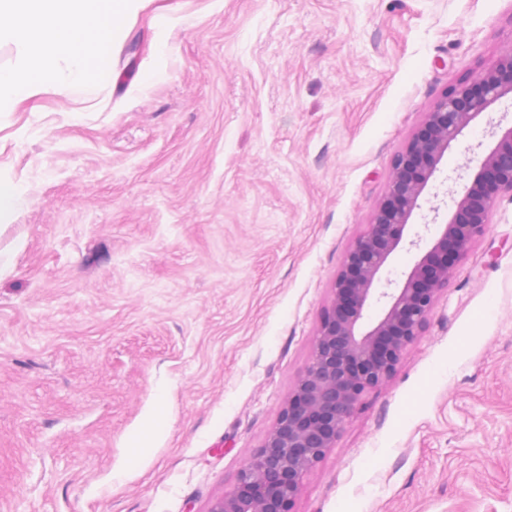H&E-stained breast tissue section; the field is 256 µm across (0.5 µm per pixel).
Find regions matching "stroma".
Wrapping results in <instances>:
<instances>
[{"label":"stroma","instance_id":"stroma-1","mask_svg":"<svg viewBox=\"0 0 512 512\" xmlns=\"http://www.w3.org/2000/svg\"><path fill=\"white\" fill-rule=\"evenodd\" d=\"M510 47L512 0H143L101 84L0 112V512H209L397 152ZM511 126L512 93L457 137L383 279ZM293 512H512V199Z\"/></svg>","mask_w":512,"mask_h":512}]
</instances>
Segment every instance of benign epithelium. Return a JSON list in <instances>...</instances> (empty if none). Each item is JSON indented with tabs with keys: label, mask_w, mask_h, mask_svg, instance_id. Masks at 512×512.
Returning <instances> with one entry per match:
<instances>
[{
	"label": "benign epithelium",
	"mask_w": 512,
	"mask_h": 512,
	"mask_svg": "<svg viewBox=\"0 0 512 512\" xmlns=\"http://www.w3.org/2000/svg\"><path fill=\"white\" fill-rule=\"evenodd\" d=\"M512 92V48L473 82L461 83L427 113L395 157L385 193L334 281L313 340L311 362L234 487L209 512H292L305 475L335 447L362 394L385 386L421 335L455 267L483 237L498 201L512 197V127L480 162L439 235L401 285L376 283L452 141L482 111ZM380 316L367 321L372 302Z\"/></svg>",
	"instance_id": "obj_1"
}]
</instances>
